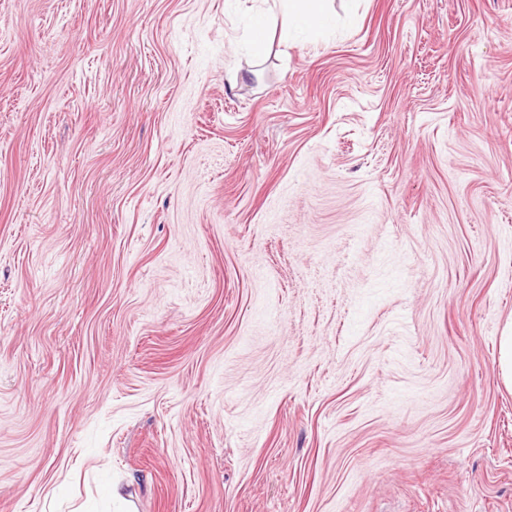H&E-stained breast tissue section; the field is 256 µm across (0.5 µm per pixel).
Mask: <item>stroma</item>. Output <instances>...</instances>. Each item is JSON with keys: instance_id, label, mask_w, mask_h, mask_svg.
<instances>
[{"instance_id": "obj_1", "label": "stroma", "mask_w": 512, "mask_h": 512, "mask_svg": "<svg viewBox=\"0 0 512 512\" xmlns=\"http://www.w3.org/2000/svg\"><path fill=\"white\" fill-rule=\"evenodd\" d=\"M261 5L0 0V512H512V0ZM267 8L251 15L245 49L253 56L261 55L268 35L278 30L281 42L298 43L302 38L319 33L333 21L332 0H272ZM278 15L281 21L278 22ZM498 364L504 384L512 388V324L505 328L501 336Z\"/></svg>"}]
</instances>
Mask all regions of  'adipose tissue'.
Returning a JSON list of instances; mask_svg holds the SVG:
<instances>
[{
    "instance_id": "obj_1",
    "label": "adipose tissue",
    "mask_w": 512,
    "mask_h": 512,
    "mask_svg": "<svg viewBox=\"0 0 512 512\" xmlns=\"http://www.w3.org/2000/svg\"><path fill=\"white\" fill-rule=\"evenodd\" d=\"M332 0H273L272 5L255 11L250 20L247 52L261 55L270 30H278L283 43H296L319 33L333 20Z\"/></svg>"
}]
</instances>
